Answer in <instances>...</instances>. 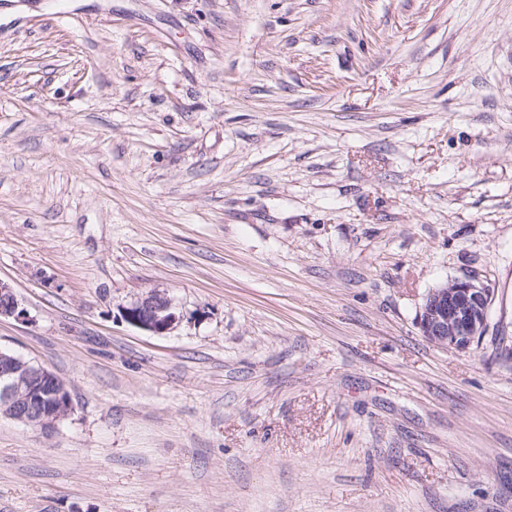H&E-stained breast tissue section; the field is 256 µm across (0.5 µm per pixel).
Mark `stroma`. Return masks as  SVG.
I'll return each instance as SVG.
<instances>
[{
  "instance_id": "stroma-1",
  "label": "stroma",
  "mask_w": 512,
  "mask_h": 512,
  "mask_svg": "<svg viewBox=\"0 0 512 512\" xmlns=\"http://www.w3.org/2000/svg\"><path fill=\"white\" fill-rule=\"evenodd\" d=\"M0 281V512H512V0H0ZM491 303L490 289L478 277L456 278L429 292L418 325L428 340L466 351L485 335ZM124 316L131 324L155 334H164L173 329L179 319L171 299L159 290L151 291L126 307ZM73 411L65 383L48 370L0 349V412L25 426L55 429Z\"/></svg>"
}]
</instances>
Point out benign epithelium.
I'll list each match as a JSON object with an SVG mask.
<instances>
[{"label":"benign epithelium","mask_w":512,"mask_h":512,"mask_svg":"<svg viewBox=\"0 0 512 512\" xmlns=\"http://www.w3.org/2000/svg\"><path fill=\"white\" fill-rule=\"evenodd\" d=\"M492 303L490 289L475 276L456 278L427 295L418 320L428 340L466 351L485 335ZM24 316L13 289L0 281V317ZM131 324L155 333L173 329L178 320L166 293L153 290L125 308ZM73 411L65 383L48 370L0 350V413L25 426L56 428Z\"/></svg>","instance_id":"obj_1"}]
</instances>
